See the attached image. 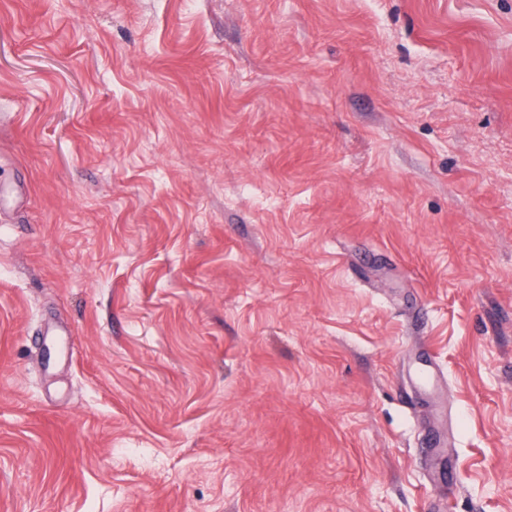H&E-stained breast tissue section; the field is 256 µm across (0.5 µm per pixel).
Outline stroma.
Instances as JSON below:
<instances>
[{
  "instance_id": "35a3bbf8",
  "label": "stroma",
  "mask_w": 512,
  "mask_h": 512,
  "mask_svg": "<svg viewBox=\"0 0 512 512\" xmlns=\"http://www.w3.org/2000/svg\"><path fill=\"white\" fill-rule=\"evenodd\" d=\"M0 193V512H512V0H0Z\"/></svg>"
}]
</instances>
